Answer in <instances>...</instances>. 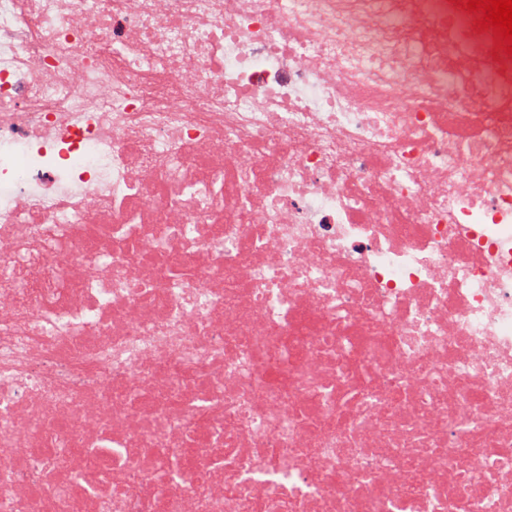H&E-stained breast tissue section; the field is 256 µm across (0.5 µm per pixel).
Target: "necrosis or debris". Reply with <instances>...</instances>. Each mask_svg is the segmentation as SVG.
Instances as JSON below:
<instances>
[{
    "instance_id": "necrosis-or-debris-1",
    "label": "necrosis or debris",
    "mask_w": 512,
    "mask_h": 512,
    "mask_svg": "<svg viewBox=\"0 0 512 512\" xmlns=\"http://www.w3.org/2000/svg\"><path fill=\"white\" fill-rule=\"evenodd\" d=\"M492 37L0 0V512H512Z\"/></svg>"
}]
</instances>
